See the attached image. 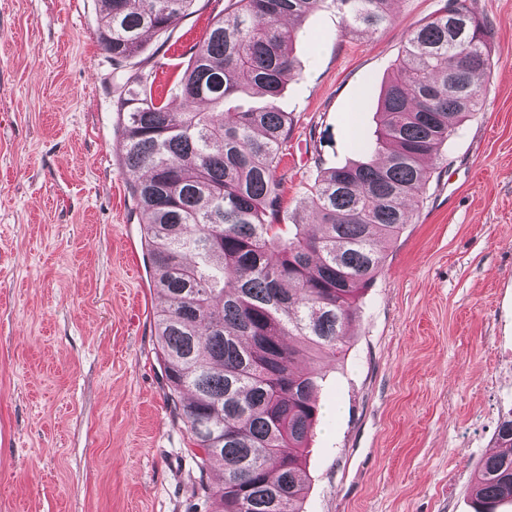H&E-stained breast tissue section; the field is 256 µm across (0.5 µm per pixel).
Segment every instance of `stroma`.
<instances>
[{"mask_svg":"<svg viewBox=\"0 0 512 512\" xmlns=\"http://www.w3.org/2000/svg\"><path fill=\"white\" fill-rule=\"evenodd\" d=\"M196 0L138 69L175 86L211 17ZM444 0H394L374 32L335 8L299 24L281 221L312 218L320 171L363 158L380 88ZM491 23L486 106L449 138L420 202L323 363L303 512H473L472 476L512 415V0ZM103 0H0V512H197L191 433L168 399L141 213L124 163Z\"/></svg>","mask_w":512,"mask_h":512,"instance_id":"obj_1","label":"stroma"}]
</instances>
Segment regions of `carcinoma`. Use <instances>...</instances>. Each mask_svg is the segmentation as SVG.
I'll list each match as a JSON object with an SVG mask.
<instances>
[{
	"label": "carcinoma",
	"mask_w": 512,
	"mask_h": 512,
	"mask_svg": "<svg viewBox=\"0 0 512 512\" xmlns=\"http://www.w3.org/2000/svg\"><path fill=\"white\" fill-rule=\"evenodd\" d=\"M97 29L118 86L126 166L146 216L147 258L164 307L155 331L169 400L188 424L209 512H303L302 478L323 376L300 358L343 352L357 301L383 269L385 245L409 220L432 162L457 126L485 107L491 28L469 0H446L409 35L384 86L374 151L322 172L314 218L280 234L276 169L291 119L277 105L299 76L297 23L321 7L344 30L374 29L393 0H233L213 22L176 85L183 107L157 99L135 66L145 37L167 33L195 0H104ZM262 98L246 109L237 99ZM214 108L202 112L196 104ZM504 450L476 470L474 512L512 504V416Z\"/></svg>",
	"instance_id": "carcinoma-1"
}]
</instances>
